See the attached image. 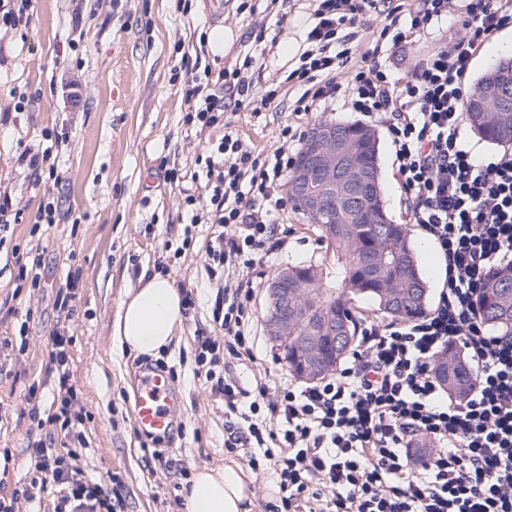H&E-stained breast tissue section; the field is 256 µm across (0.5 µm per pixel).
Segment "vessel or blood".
I'll list each match as a JSON object with an SVG mask.
<instances>
[{"instance_id": "obj_1", "label": "vessel or blood", "mask_w": 512, "mask_h": 512, "mask_svg": "<svg viewBox=\"0 0 512 512\" xmlns=\"http://www.w3.org/2000/svg\"><path fill=\"white\" fill-rule=\"evenodd\" d=\"M177 404L178 398L165 374L148 372L139 376L134 397V417L141 432L163 434L169 431Z\"/></svg>"}]
</instances>
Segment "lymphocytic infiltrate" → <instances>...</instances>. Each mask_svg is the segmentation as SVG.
Wrapping results in <instances>:
<instances>
[{"label": "lymphocytic infiltrate", "instance_id": "1", "mask_svg": "<svg viewBox=\"0 0 512 512\" xmlns=\"http://www.w3.org/2000/svg\"><path fill=\"white\" fill-rule=\"evenodd\" d=\"M451 0H318L308 48L288 81L304 98H350L355 111L383 119L392 136L398 178L412 223L437 244L446 282L438 304L414 321L372 324L350 360L329 378L302 387L260 378L255 390L218 376L215 343L204 371L229 418L226 448L249 464L264 462L278 487L270 512H512V336L492 334L474 299L488 270L512 263V152L475 158L460 138L464 81L474 55L512 26V0H465L464 34L431 52L405 82L392 80L365 53L348 81H339L349 44L375 16L380 38L400 44L447 18ZM293 158L277 148L254 157L225 136L206 159L212 221L237 228L216 237L209 260L253 268L277 238L282 189ZM250 279L224 285V349L241 358L251 316ZM460 348L473 373L464 398L444 397L437 358ZM429 441L428 458L411 448ZM28 485L0 496V512H22L47 493L54 512H118V498L74 467L70 449L33 444Z\"/></svg>", "mask_w": 512, "mask_h": 512}]
</instances>
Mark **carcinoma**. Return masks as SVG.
<instances>
[{
	"mask_svg": "<svg viewBox=\"0 0 512 512\" xmlns=\"http://www.w3.org/2000/svg\"><path fill=\"white\" fill-rule=\"evenodd\" d=\"M512 87V57L498 60L481 76L478 87L465 104L463 114L486 141L512 145V99L507 112H483L481 103L491 96L492 85ZM348 143L351 158L373 182H380L379 136L358 122H323ZM293 208L309 224L318 226L321 237L336 255V269L326 272L310 261L288 266L307 301V312L288 325V371L297 374L301 364L296 342L321 324L336 317V325L347 326L345 346L359 342L364 306L395 320L408 321L428 310L429 286L420 268L411 230L389 217L383 194L370 199L371 211L349 207L346 185L336 183V196L324 211L312 215L302 201L291 196ZM478 307L487 325L512 334V264L494 268L486 278ZM434 371L448 393L459 396L471 383L462 360L450 351L435 363Z\"/></svg>",
	"mask_w": 512,
	"mask_h": 512,
	"instance_id": "carcinoma-1",
	"label": "carcinoma"
}]
</instances>
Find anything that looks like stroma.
Masks as SVG:
<instances>
[{
    "instance_id": "1",
    "label": "stroma",
    "mask_w": 512,
    "mask_h": 512,
    "mask_svg": "<svg viewBox=\"0 0 512 512\" xmlns=\"http://www.w3.org/2000/svg\"><path fill=\"white\" fill-rule=\"evenodd\" d=\"M248 3L241 13L239 0H34L27 23L0 30V193L22 210L0 247V336L28 329L23 351L0 349L5 488L29 480L34 438L50 448L74 443L68 430L57 427L30 436V421L19 407L32 384L42 408L51 407L57 381L50 334L60 326L71 338L72 382L85 412L76 464L100 479L106 493L120 495L124 512H182L183 488L205 466L240 470L254 492L252 512H269L277 496L273 477L227 452L223 405L196 376L201 338L222 333L213 310L232 268L207 266L216 227H188V217L210 209V189L199 174L224 136L240 139L257 155L282 146L295 153L300 145L289 142L285 128L308 131L318 121H355L359 114L343 98L299 111L302 89L286 80L306 48L313 0ZM382 24L375 19L359 32L352 59L375 51L382 69L397 79L463 34L442 22L396 47L378 40ZM219 30L231 32L232 43L218 54L209 38ZM249 54L257 58L246 66L258 79L255 90H275L273 103L235 112L227 107L228 89L216 85L212 92L225 104L224 114L210 126L189 121L187 81L206 70L233 69ZM19 101L25 107L17 112ZM370 124L381 137L385 204L396 223H408L388 128L379 118ZM26 150L50 151L57 179L35 183L32 169L19 160ZM44 201L58 207L59 224L35 223ZM278 222L287 232L285 245L264 255L258 266L263 285L249 300L255 360L227 367L247 388L265 371L289 375L265 331L266 284L288 264L333 261L319 230L292 206L280 210ZM19 252L40 255V287L18 288ZM145 271L169 275L194 298L173 342L151 360L122 351L112 334L121 301ZM73 273L79 276L74 312L63 322L54 299ZM150 362L164 367L181 398L174 427L160 438L142 435L133 415L138 374Z\"/></svg>"
}]
</instances>
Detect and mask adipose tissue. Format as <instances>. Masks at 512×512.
I'll use <instances>...</instances> for the list:
<instances>
[{"mask_svg":"<svg viewBox=\"0 0 512 512\" xmlns=\"http://www.w3.org/2000/svg\"><path fill=\"white\" fill-rule=\"evenodd\" d=\"M184 304L172 279L141 274L140 286L120 303L113 336L138 356L166 348L183 321ZM252 493L233 467L197 470L184 495V512H250Z\"/></svg>","mask_w":512,"mask_h":512,"instance_id":"ef3b65f1","label":"adipose tissue"}]
</instances>
